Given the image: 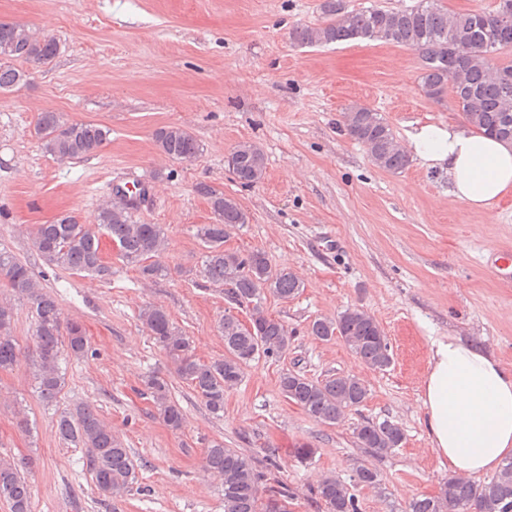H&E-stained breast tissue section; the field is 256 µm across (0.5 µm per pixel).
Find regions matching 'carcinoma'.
<instances>
[{
  "label": "carcinoma",
  "mask_w": 512,
  "mask_h": 512,
  "mask_svg": "<svg viewBox=\"0 0 512 512\" xmlns=\"http://www.w3.org/2000/svg\"><path fill=\"white\" fill-rule=\"evenodd\" d=\"M512 10V0H499L491 12L449 11L439 0H420L410 9L367 7L351 9L346 0H325L326 19L317 26H300L292 39L301 46L339 44L354 39L391 42L424 51L451 43L464 56L465 65L455 85L448 84V67L432 60L420 71L423 94L436 103L452 98L465 119L485 132L512 142V131L503 132L504 116L512 118V78L503 81L502 71H512V64H498L489 54L512 51V24L504 25L497 14ZM54 39L28 27L0 22V91H7L21 81L23 71L10 65L22 60L35 67L49 63L57 54ZM347 134L366 148L375 166L401 173L411 163L410 155L397 143L395 134L380 112L354 105L343 112ZM110 130L100 124L67 119L59 112L41 113L36 135L47 153L59 160H69L99 149ZM157 149L176 160H191L200 152L197 139L180 126L155 130ZM232 174L243 186H253L264 179L266 159L262 149L251 142L234 147ZM197 192L210 202L216 222L202 224L197 237L204 244L202 273L208 281L229 286L234 305L249 309L254 330L243 327L227 312L219 322L224 336V357L205 361L197 356L190 337L174 325L167 311L150 305L140 319L173 366L174 372L204 401L210 413L224 412V393L242 378L244 366L262 357L279 356L288 351L293 336L280 320L262 306L265 294L289 299L302 288L297 276L286 268H275L266 254L254 250L247 254L224 247L230 232L249 223L247 213L237 201L208 184H199ZM140 200L129 198L121 205L99 208L94 232L72 213H65L48 224L36 226L33 243L44 261L74 273L100 276L109 274L104 265L98 232H103L118 246L122 258L137 266L143 277L153 279L167 274V268L155 257L164 252L168 239L159 224H143L133 219ZM0 280L13 293L29 299L35 314V375L43 402H56L62 390L60 370L62 354L81 359L89 351L86 331L78 322H64L56 301L39 289L33 273L11 252L0 249ZM12 309L0 304V371L13 369L22 352L12 336ZM308 332L321 341L341 337L352 352L367 366L383 371L391 364L390 346L376 320L359 308H351L335 319L319 318L309 324ZM143 394L153 404L155 414L173 431L183 428L185 414L170 395L168 381L159 374L143 380ZM282 394L299 405L314 420L332 425L345 411L367 399L362 380L344 374L321 381L299 372L288 371L280 377ZM56 433L66 445L86 451L85 465L91 472L98 494L109 499L123 497L138 482V472L121 439L87 403L62 411L56 420ZM361 447L384 454L400 446L402 428L395 422L367 420L356 429ZM207 469L220 478L224 493V512H289L288 486L272 480L271 468L261 471L243 453L211 442L205 450ZM27 463L0 456V501L9 512H32V491L25 476ZM274 481L261 496L259 486ZM377 472L358 467L347 484L335 476L323 477L313 489L315 497L328 512H359L355 487L377 488ZM407 512H512V459L505 461L498 473L482 483L460 478L442 482L435 496H421L409 503Z\"/></svg>",
  "instance_id": "cac0c4a2"
}]
</instances>
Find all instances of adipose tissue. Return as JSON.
<instances>
[{
	"instance_id": "obj_1",
	"label": "adipose tissue",
	"mask_w": 512,
	"mask_h": 512,
	"mask_svg": "<svg viewBox=\"0 0 512 512\" xmlns=\"http://www.w3.org/2000/svg\"><path fill=\"white\" fill-rule=\"evenodd\" d=\"M408 141L412 154L446 170L456 199L487 217L512 195V143L467 122L425 125ZM422 404L430 445L449 476L487 474L512 457V371L481 344L433 341Z\"/></svg>"
}]
</instances>
